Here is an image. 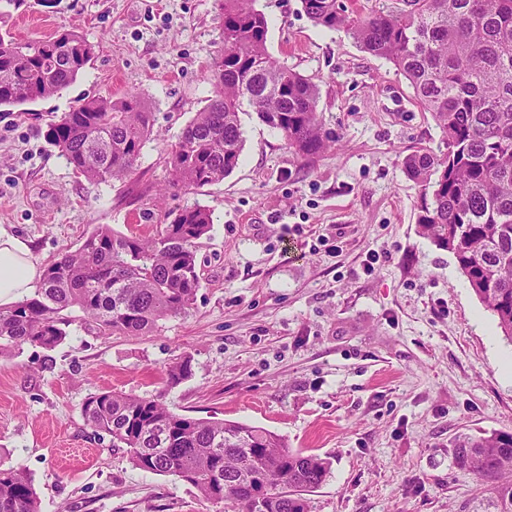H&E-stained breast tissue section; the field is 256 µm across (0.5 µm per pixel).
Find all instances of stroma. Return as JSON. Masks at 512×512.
<instances>
[{"instance_id": "obj_1", "label": "stroma", "mask_w": 512, "mask_h": 512, "mask_svg": "<svg viewBox=\"0 0 512 512\" xmlns=\"http://www.w3.org/2000/svg\"><path fill=\"white\" fill-rule=\"evenodd\" d=\"M277 62L318 85L340 140L302 159L251 108L224 181L171 190L168 151L213 87L215 0H23L21 40L77 28L95 57L60 94L0 108V228L48 265L100 224L155 232L159 207L201 205V286L188 314L140 336L72 323L46 351L0 355V468L23 467L41 512H215L196 488L135 469L81 407L112 390L161 396L194 418L262 427L326 457L311 512H497L496 483L459 472L460 435L512 433V342L448 251L416 231L420 185L405 170L441 132L392 63L315 24L299 0H257ZM138 93L154 114L136 173L89 185L44 138L52 116ZM189 357L191 376L164 373Z\"/></svg>"}]
</instances>
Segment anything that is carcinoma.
<instances>
[{"instance_id": "cac0c4a2", "label": "carcinoma", "mask_w": 512, "mask_h": 512, "mask_svg": "<svg viewBox=\"0 0 512 512\" xmlns=\"http://www.w3.org/2000/svg\"><path fill=\"white\" fill-rule=\"evenodd\" d=\"M216 2L223 47L207 75L211 98L169 150L176 188L213 185L236 168L245 103L300 158L338 142L318 116L316 85L269 55L268 21L255 0ZM399 2L363 14L338 8L337 0H300L313 22L343 30L368 54L390 61L432 115L444 151L421 149L405 160L423 187L418 232L453 255L512 342V0ZM94 54V45L72 28L24 43L0 29V107L60 93ZM152 130L149 107L129 93L83 101L51 120L45 138L96 186L131 176ZM161 224L153 235H122L106 225L90 232L44 269L39 288L0 308V350L55 349L68 336L75 310L105 331L128 336L187 314L201 287L196 247L212 214L195 205L164 213ZM191 375L190 358H177L167 367V385ZM81 411L134 468L173 476L225 512H254L259 485L239 475L248 456L267 476L264 512H309L304 493L330 470L329 461L289 448L272 431L177 414L157 396L101 391ZM453 463L465 475L499 483L498 512H512V434L464 438L454 445ZM0 512H41L24 469H0Z\"/></svg>"}]
</instances>
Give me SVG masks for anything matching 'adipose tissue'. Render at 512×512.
<instances>
[{"label":"adipose tissue","instance_id":"ef3b65f1","mask_svg":"<svg viewBox=\"0 0 512 512\" xmlns=\"http://www.w3.org/2000/svg\"><path fill=\"white\" fill-rule=\"evenodd\" d=\"M41 279L42 268L27 242L0 228V307L32 293Z\"/></svg>","mask_w":512,"mask_h":512}]
</instances>
